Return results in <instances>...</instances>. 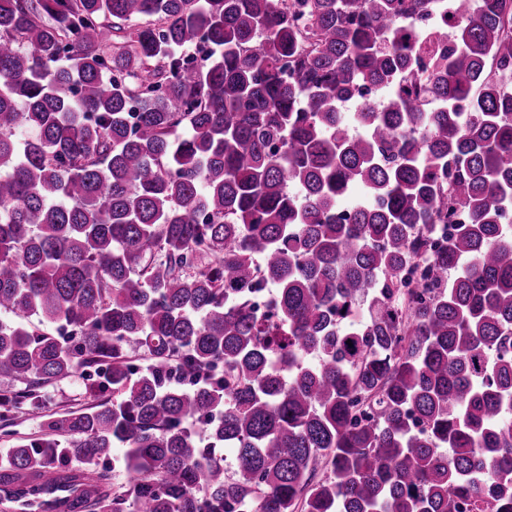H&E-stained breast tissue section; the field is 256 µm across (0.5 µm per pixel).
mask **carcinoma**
<instances>
[{"label":"carcinoma","instance_id":"cac0c4a2","mask_svg":"<svg viewBox=\"0 0 512 512\" xmlns=\"http://www.w3.org/2000/svg\"><path fill=\"white\" fill-rule=\"evenodd\" d=\"M104 362L0 485L512 512V0H0V420Z\"/></svg>","mask_w":512,"mask_h":512}]
</instances>
